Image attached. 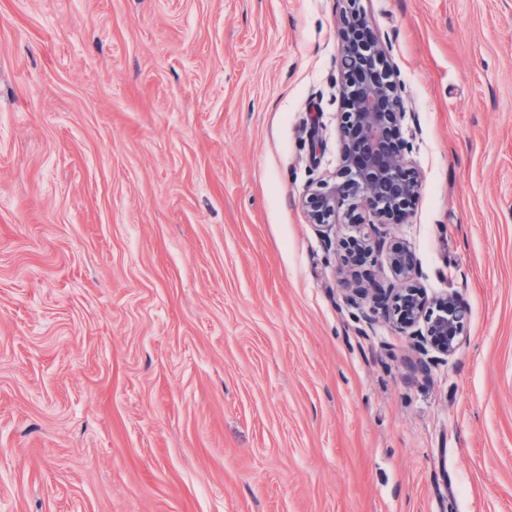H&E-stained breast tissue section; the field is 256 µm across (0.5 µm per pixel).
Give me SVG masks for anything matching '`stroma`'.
I'll use <instances>...</instances> for the list:
<instances>
[{
	"label": "stroma",
	"instance_id": "stroma-1",
	"mask_svg": "<svg viewBox=\"0 0 512 512\" xmlns=\"http://www.w3.org/2000/svg\"><path fill=\"white\" fill-rule=\"evenodd\" d=\"M359 7L422 188L325 236L339 0H0V512H512V0ZM386 261L394 274L402 281V287L390 291L391 309L403 327H414L424 322L425 334L429 341L445 355H453L459 348V335L462 330L465 312L452 296L443 299L436 309L428 310L427 299L422 288L415 282L418 276V263L411 250L403 246H393L386 253Z\"/></svg>",
	"mask_w": 512,
	"mask_h": 512
}]
</instances>
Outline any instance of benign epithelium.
<instances>
[{"label": "benign epithelium", "mask_w": 512, "mask_h": 512, "mask_svg": "<svg viewBox=\"0 0 512 512\" xmlns=\"http://www.w3.org/2000/svg\"><path fill=\"white\" fill-rule=\"evenodd\" d=\"M346 6L336 20L341 45L339 73L346 109L339 119L343 142L340 181L323 183L307 193L302 208L312 224L331 227L339 214L356 220L359 209L384 222L408 213L419 197L421 181L408 166L399 137L405 118L403 87L387 60L382 42L368 34L358 0ZM386 261L402 281L390 292L391 309L404 327L424 323L422 338L445 355L459 348L465 312L449 296L436 310L427 307L424 291L416 284L418 263L411 250L393 246Z\"/></svg>", "instance_id": "1"}]
</instances>
